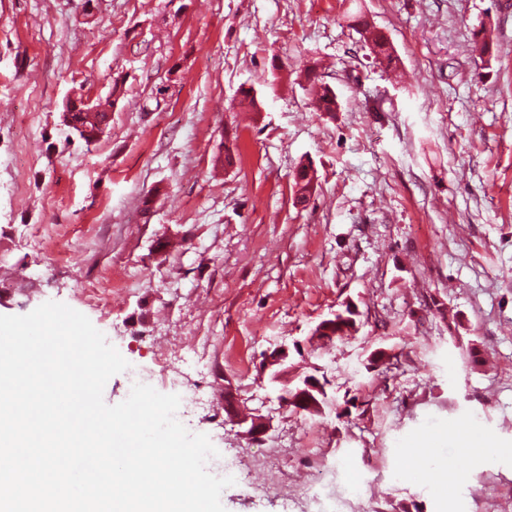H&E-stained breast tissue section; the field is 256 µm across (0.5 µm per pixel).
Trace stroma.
<instances>
[{
	"label": "stroma",
	"instance_id": "1",
	"mask_svg": "<svg viewBox=\"0 0 512 512\" xmlns=\"http://www.w3.org/2000/svg\"><path fill=\"white\" fill-rule=\"evenodd\" d=\"M310 60L335 117L314 108ZM115 86L85 144L67 93ZM228 140L236 162L215 169ZM47 301L181 395L218 451L208 471L247 474L226 512H303L292 494L315 478L330 497L364 482L379 512H512V0H0V315ZM348 305L356 332L313 336ZM201 339L204 368L184 356ZM280 345L275 383L261 364ZM307 375L328 381L314 416L277 399ZM228 384L269 418L262 440L229 421ZM471 419L489 448L459 447ZM421 448L433 465L411 466ZM283 449L284 479L268 468ZM359 33L364 41L368 44L374 59L383 65L385 69H395L398 67L399 59L395 53L392 44L388 38L381 32L375 30L371 24L364 20L358 19Z\"/></svg>",
	"mask_w": 512,
	"mask_h": 512
}]
</instances>
